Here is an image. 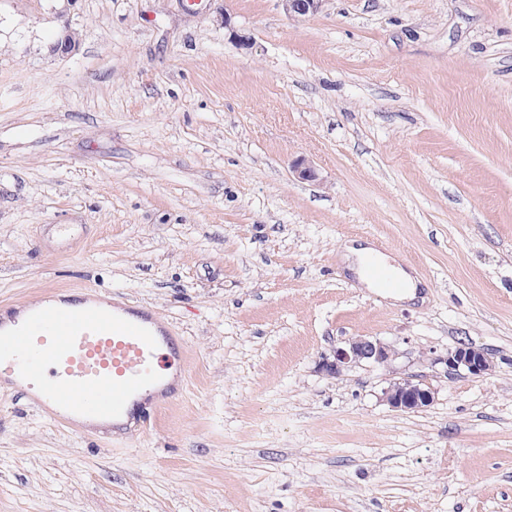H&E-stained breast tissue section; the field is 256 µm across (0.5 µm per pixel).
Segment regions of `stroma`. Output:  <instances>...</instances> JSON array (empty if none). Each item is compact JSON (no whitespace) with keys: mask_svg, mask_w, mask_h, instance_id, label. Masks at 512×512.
Instances as JSON below:
<instances>
[{"mask_svg":"<svg viewBox=\"0 0 512 512\" xmlns=\"http://www.w3.org/2000/svg\"><path fill=\"white\" fill-rule=\"evenodd\" d=\"M51 291L154 309L188 381L124 438L0 390V512H512V0H0V306ZM358 336L395 357L322 374ZM345 258L350 259L351 256H356L358 260V267L354 268L357 273L359 281L366 286V288H383L378 282L370 279L366 275L368 266L372 263H377L386 268L389 273L401 283L402 292L389 295L393 299H414L417 296L418 283L400 266L395 265L389 261V258L383 253L379 252L372 246H356L353 241L344 247ZM448 368V373L466 370L474 376H483L489 371V362L485 353L475 347L461 344L448 352V356L441 359ZM435 393L430 387L401 378L389 384L383 391V400L395 411H419L432 405Z\"/></svg>","mask_w":512,"mask_h":512,"instance_id":"obj_1","label":"stroma"}]
</instances>
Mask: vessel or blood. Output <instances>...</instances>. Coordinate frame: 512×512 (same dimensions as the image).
Here are the masks:
<instances>
[{
    "instance_id": "b4317fda",
    "label": "vessel or blood",
    "mask_w": 512,
    "mask_h": 512,
    "mask_svg": "<svg viewBox=\"0 0 512 512\" xmlns=\"http://www.w3.org/2000/svg\"><path fill=\"white\" fill-rule=\"evenodd\" d=\"M183 356L178 336L137 306L71 297L0 314V384L89 434L131 420L147 430Z\"/></svg>"
}]
</instances>
